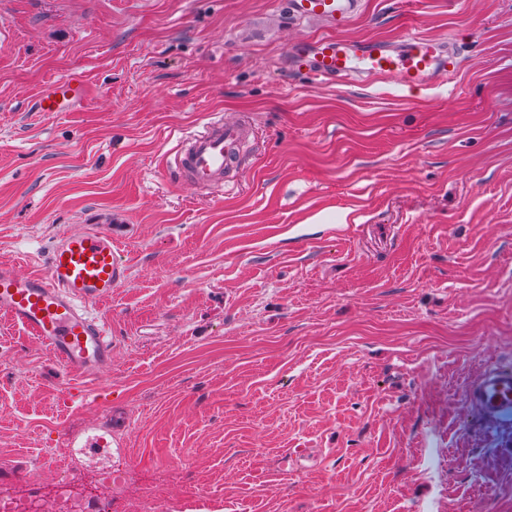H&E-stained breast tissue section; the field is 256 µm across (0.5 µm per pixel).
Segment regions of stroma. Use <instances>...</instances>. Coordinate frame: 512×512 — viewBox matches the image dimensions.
<instances>
[{
  "instance_id": "35a3bbf8",
  "label": "stroma",
  "mask_w": 512,
  "mask_h": 512,
  "mask_svg": "<svg viewBox=\"0 0 512 512\" xmlns=\"http://www.w3.org/2000/svg\"><path fill=\"white\" fill-rule=\"evenodd\" d=\"M449 39L452 76L317 83L299 41ZM86 97L48 114L52 80ZM254 131L238 185L180 186L210 118ZM112 231L95 382L0 318V476L86 512L163 485L161 512H512V427L471 387L512 364V0H0V262L45 272L63 233ZM97 407L74 403L85 387ZM160 483V482H159ZM293 16L303 19L327 21L331 26L348 22L354 14L358 0H290Z\"/></svg>"
}]
</instances>
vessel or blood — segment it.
<instances>
[{"mask_svg":"<svg viewBox=\"0 0 512 512\" xmlns=\"http://www.w3.org/2000/svg\"><path fill=\"white\" fill-rule=\"evenodd\" d=\"M356 6V0H291L290 4L293 16L333 26L348 22ZM291 63L307 68L310 79L318 82L391 77L404 88L430 86L455 69L454 52L444 40L416 31L393 44L335 38L300 42L291 51ZM85 93L80 78L58 79L35 106L41 112H64ZM247 137L236 123L208 122L203 131L182 142L176 157L181 179L199 190L222 192L234 182ZM119 274L110 232L85 228L65 233L47 254L45 274H27L0 264V316L38 337L67 371L98 379L112 364V338L89 306L111 298ZM473 399L490 420L511 416L512 368L490 370L475 388Z\"/></svg>","mask_w":512,"mask_h":512,"instance_id":"1","label":"vessel or blood"}]
</instances>
